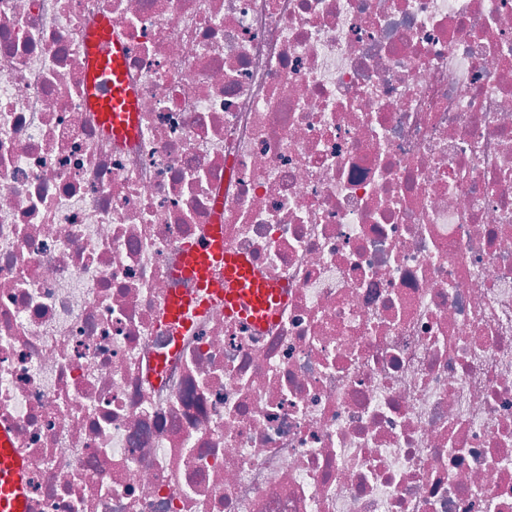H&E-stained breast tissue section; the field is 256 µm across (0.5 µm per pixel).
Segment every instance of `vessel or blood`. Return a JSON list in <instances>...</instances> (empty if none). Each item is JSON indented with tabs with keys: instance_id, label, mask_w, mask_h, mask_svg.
<instances>
[{
	"instance_id": "obj_1",
	"label": "vessel or blood",
	"mask_w": 512,
	"mask_h": 512,
	"mask_svg": "<svg viewBox=\"0 0 512 512\" xmlns=\"http://www.w3.org/2000/svg\"><path fill=\"white\" fill-rule=\"evenodd\" d=\"M126 46L108 14H101L87 38L85 62L89 74L85 100L97 112L105 132L117 139L136 134V97L127 80ZM181 271L193 292L173 294L165 317L190 328L194 316L220 303L227 315L259 326L271 319L281 293L265 280L252 261L224 248V224L215 221L203 244H186ZM27 464L0 427V512H27Z\"/></svg>"
}]
</instances>
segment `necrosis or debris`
Instances as JSON below:
<instances>
[{
	"label": "necrosis or debris",
	"mask_w": 512,
	"mask_h": 512,
	"mask_svg": "<svg viewBox=\"0 0 512 512\" xmlns=\"http://www.w3.org/2000/svg\"><path fill=\"white\" fill-rule=\"evenodd\" d=\"M219 202L283 300L178 331ZM0 426L28 512H512V0H0ZM127 51L108 14L102 13L87 38L89 74L85 100L105 132L116 139L137 132L136 97L127 80Z\"/></svg>",
	"instance_id": "necrosis-or-debris-1"
}]
</instances>
